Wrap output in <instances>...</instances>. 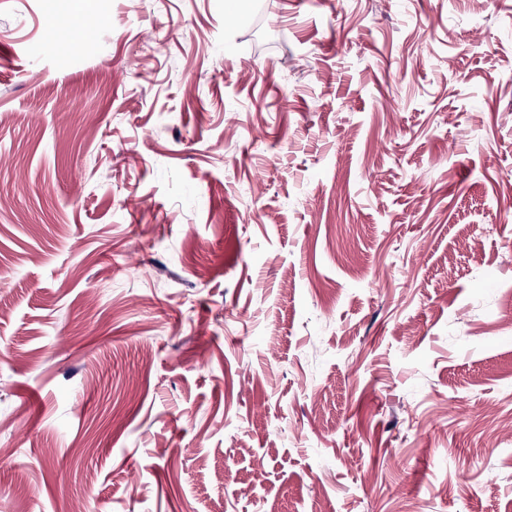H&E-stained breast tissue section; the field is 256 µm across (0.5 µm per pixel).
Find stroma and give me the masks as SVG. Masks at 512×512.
I'll return each instance as SVG.
<instances>
[{"label": "stroma", "instance_id": "obj_1", "mask_svg": "<svg viewBox=\"0 0 512 512\" xmlns=\"http://www.w3.org/2000/svg\"><path fill=\"white\" fill-rule=\"evenodd\" d=\"M50 2L0 0V512H512V0Z\"/></svg>", "mask_w": 512, "mask_h": 512}]
</instances>
